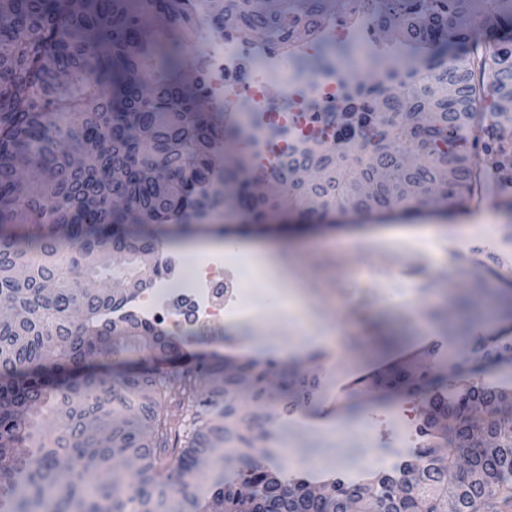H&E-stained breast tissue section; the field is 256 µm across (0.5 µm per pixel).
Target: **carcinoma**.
<instances>
[{"instance_id":"obj_1","label":"carcinoma","mask_w":512,"mask_h":512,"mask_svg":"<svg viewBox=\"0 0 512 512\" xmlns=\"http://www.w3.org/2000/svg\"><path fill=\"white\" fill-rule=\"evenodd\" d=\"M348 0H0V494L18 512H201L198 466L224 450L238 479L221 480L210 512H479L512 492V390L439 382L429 369H395L375 386L423 395V420L399 476L334 479L315 498L311 480L265 461L259 430L273 414L313 401L315 382L274 361L234 369L201 359L176 372L151 365L114 375L92 360L141 333L156 361L193 340L165 336L125 308L166 270V229L245 224L292 210L304 220L415 207L409 186L445 203L475 191L480 175L457 143L480 142L512 178V0H369L374 27L401 53L378 62L373 82H340L344 114H311L320 134L299 139L268 176L250 178L251 153L216 165L224 144L264 134L226 127L213 96L210 44L260 37L271 52L316 39ZM352 47L291 54L297 74L331 66ZM491 98L493 104L480 103ZM115 288L92 293L86 281ZM484 307L464 296L450 327L463 333ZM509 361L512 339L473 355ZM488 402L479 419L471 408ZM54 420L55 429L41 428ZM488 433L480 446L470 431ZM186 438L175 464L172 441ZM27 449L19 455L17 450ZM465 458L481 480L455 472ZM373 496L362 498V488Z\"/></svg>"}]
</instances>
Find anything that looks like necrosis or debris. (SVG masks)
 I'll return each instance as SVG.
<instances>
[{
  "label": "necrosis or debris",
  "mask_w": 512,
  "mask_h": 512,
  "mask_svg": "<svg viewBox=\"0 0 512 512\" xmlns=\"http://www.w3.org/2000/svg\"><path fill=\"white\" fill-rule=\"evenodd\" d=\"M371 26L372 15L364 8L363 0H350L342 19L323 30L318 40L309 43L306 50L317 52L321 43L347 40L368 31ZM209 54L212 65L224 77L225 102L236 100L239 93H246L253 125L262 129L274 125L284 131L283 136L265 142L254 153L252 163L258 170L275 167L287 153L290 142L306 135L309 101L329 105L336 102L337 74L329 70L319 73L314 82L294 87L289 105L272 109L265 96V80L270 73L288 71L289 66L281 55H264L262 65L246 73L242 63L247 50L239 41H214ZM226 267L223 261H203L196 264L191 277H165L154 281L139 297L136 316L149 323L169 325L177 331L187 320L193 326L206 327L223 323L225 314H243L252 310L254 301L226 282Z\"/></svg>",
  "instance_id": "necrosis-or-debris-1"
}]
</instances>
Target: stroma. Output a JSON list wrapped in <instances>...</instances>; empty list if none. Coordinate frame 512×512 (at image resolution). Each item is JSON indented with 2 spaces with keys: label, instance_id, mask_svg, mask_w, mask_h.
<instances>
[{
  "label": "stroma",
  "instance_id": "obj_1",
  "mask_svg": "<svg viewBox=\"0 0 512 512\" xmlns=\"http://www.w3.org/2000/svg\"><path fill=\"white\" fill-rule=\"evenodd\" d=\"M512 232V200L495 195L474 206L471 196L448 206L428 204L413 211L358 216L335 214L308 224L297 217L243 230L239 224H190L175 230L170 254L188 258L189 241L245 238L283 252L286 286L298 290L303 307L284 308L281 290L270 287L259 266H249L244 286L271 303L253 319L199 332L197 356L235 362L261 353L263 358L301 362L318 381L317 404L301 416L272 417L268 424L281 449L273 462L300 474L331 473L345 451L353 468L374 473L401 452L386 423L390 403L374 385L353 399L359 414L334 413L336 377L351 371L388 368L413 354L417 366L449 373L469 338L512 337V315L496 311L501 298L512 299L507 273L480 272L468 256L445 246L449 236L471 235L475 226ZM415 240L426 262L418 277L396 273L401 250ZM481 277L492 311L471 322L466 337L448 332L455 299L468 280Z\"/></svg>",
  "mask_w": 512,
  "mask_h": 512
}]
</instances>
